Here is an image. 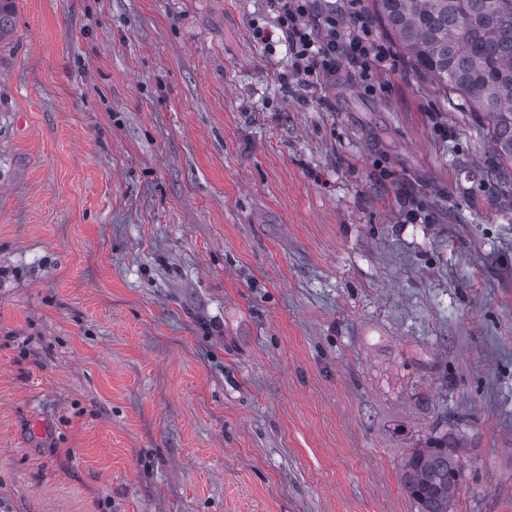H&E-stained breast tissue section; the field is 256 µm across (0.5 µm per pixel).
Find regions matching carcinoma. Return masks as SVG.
Returning <instances> with one entry per match:
<instances>
[{"label": "carcinoma", "instance_id": "carcinoma-1", "mask_svg": "<svg viewBox=\"0 0 512 512\" xmlns=\"http://www.w3.org/2000/svg\"><path fill=\"white\" fill-rule=\"evenodd\" d=\"M420 72L490 119L499 160L512 164V0H371ZM14 0H0V39ZM461 468L448 438L414 449L403 485L419 512H449Z\"/></svg>", "mask_w": 512, "mask_h": 512}]
</instances>
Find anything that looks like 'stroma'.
Masks as SVG:
<instances>
[{
  "instance_id": "35a3bbf8",
  "label": "stroma",
  "mask_w": 512,
  "mask_h": 512,
  "mask_svg": "<svg viewBox=\"0 0 512 512\" xmlns=\"http://www.w3.org/2000/svg\"><path fill=\"white\" fill-rule=\"evenodd\" d=\"M389 70L310 89L272 0H16L0 512H512V165ZM415 448L403 468V485L419 512H449L461 479V468L447 437Z\"/></svg>"
}]
</instances>
